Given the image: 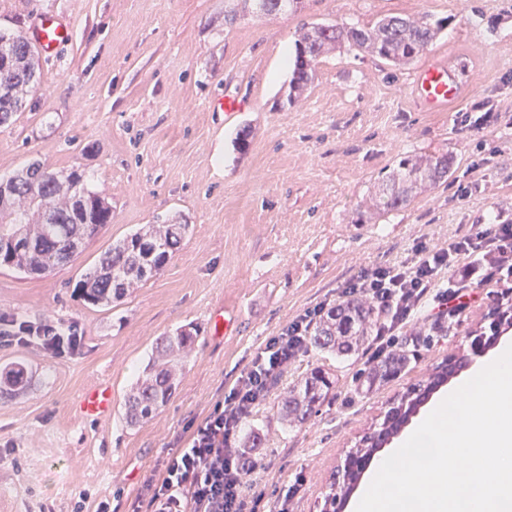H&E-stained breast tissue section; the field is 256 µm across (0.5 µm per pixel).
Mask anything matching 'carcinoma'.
<instances>
[{
	"label": "carcinoma",
	"instance_id": "carcinoma-1",
	"mask_svg": "<svg viewBox=\"0 0 512 512\" xmlns=\"http://www.w3.org/2000/svg\"><path fill=\"white\" fill-rule=\"evenodd\" d=\"M304 0H234L224 13V24L251 12L260 17L283 11L296 12ZM442 30L441 22L397 15L371 24H316L306 27L295 44L293 77L286 93L292 102L314 80L319 59L338 45L349 44L379 56L393 65L409 64L430 51ZM39 79L34 49L20 32L0 31V126L10 122L24 97ZM448 158L407 156L398 161L397 174L372 201L373 220L406 205L414 185L437 184L448 176ZM0 192V268L26 275H42L69 263L106 224L112 223V207L87 189L76 170L52 171L36 164L5 180ZM187 224H151L113 244L96 265L75 285L89 304L110 308L128 292L157 273L176 252L188 231ZM378 316L366 300L347 299L316 322L308 345L338 356L352 355L368 340ZM196 337L182 331L157 339L141 378L125 398V418L137 425L153 418L167 404L179 383L183 359ZM410 362L400 349L375 363L362 378L368 386L396 377ZM28 384V369L22 362L0 368V395H17ZM336 384L332 373L316 368L282 397L280 413L291 423H303L315 412Z\"/></svg>",
	"mask_w": 512,
	"mask_h": 512
}]
</instances>
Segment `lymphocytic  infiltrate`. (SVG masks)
Wrapping results in <instances>:
<instances>
[{
	"instance_id": "obj_1",
	"label": "lymphocytic infiltrate",
	"mask_w": 512,
	"mask_h": 512,
	"mask_svg": "<svg viewBox=\"0 0 512 512\" xmlns=\"http://www.w3.org/2000/svg\"><path fill=\"white\" fill-rule=\"evenodd\" d=\"M496 255L497 269L512 277V224H496L447 247L419 243L412 263L379 266L347 282L343 296L365 297L383 318L376 328L374 354L389 356L395 338L421 308L444 270L462 267V282L452 296H440V311L452 315L467 305L468 292L486 278L473 255ZM323 313L306 310L282 331L269 337L252 366L241 374L223 403L217 404L193 433L192 446L172 455L165 476L151 485L153 512H245L246 477L255 469L238 441L244 422L266 401L273 381L306 347L309 332Z\"/></svg>"
}]
</instances>
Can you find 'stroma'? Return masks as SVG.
Returning a JSON list of instances; mask_svg holds the SVG:
<instances>
[{
  "mask_svg": "<svg viewBox=\"0 0 512 512\" xmlns=\"http://www.w3.org/2000/svg\"><path fill=\"white\" fill-rule=\"evenodd\" d=\"M225 0H0V31L31 33L53 14L72 36L40 76L21 111L0 128V177L31 163L76 169L112 205L74 262L32 277L0 269V316L58 327L74 322L84 343L54 356L32 346L0 347V367L23 360L24 394L0 397V512H109L146 506L167 459L223 401L268 337L300 313L335 305L361 270L410 260L490 222L512 221V0H305L301 11L224 22ZM387 15L444 20L428 53L465 49L474 92L447 112L414 105L401 69L344 46L323 56L301 98L287 102L284 48L311 23L365 25ZM235 94L233 117L210 109ZM487 103L484 128L462 113ZM449 157L453 175L408 205L360 222L369 199L401 157ZM181 218L180 249L111 309L74 292L112 243L148 224ZM502 286L476 289L448 319V333L420 344L398 377L373 388L358 375L370 350L342 359L307 349L273 383L245 422L257 464L253 512H324L351 448L411 387L469 349L487 326ZM236 315L216 334L212 313ZM196 335L176 391L151 420L127 425L125 396L159 337ZM336 385L305 423L279 418L282 393L315 367ZM112 386V413H76L88 387Z\"/></svg>",
  "mask_w": 512,
  "mask_h": 512,
  "instance_id": "obj_1",
  "label": "stroma"
}]
</instances>
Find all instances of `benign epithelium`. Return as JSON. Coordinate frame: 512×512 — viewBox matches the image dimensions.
I'll list each match as a JSON object with an SVG mask.
<instances>
[{"mask_svg": "<svg viewBox=\"0 0 512 512\" xmlns=\"http://www.w3.org/2000/svg\"><path fill=\"white\" fill-rule=\"evenodd\" d=\"M491 323L490 333L484 332L474 336L470 342V355L481 356L494 347L499 338L501 327L512 326V303L496 305L489 312ZM428 399V393L419 392L418 388L411 389L399 403L389 408L378 428L367 433L359 443V448L349 452L345 458L343 470L346 472L365 471L374 458V450L385 447L393 438L394 433L402 430L408 424L417 407Z\"/></svg>", "mask_w": 512, "mask_h": 512, "instance_id": "obj_1", "label": "benign epithelium"}]
</instances>
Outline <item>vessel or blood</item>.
<instances>
[{
    "label": "vessel or blood",
    "instance_id": "obj_1",
    "mask_svg": "<svg viewBox=\"0 0 512 512\" xmlns=\"http://www.w3.org/2000/svg\"><path fill=\"white\" fill-rule=\"evenodd\" d=\"M69 26L57 17L42 16L32 31V37L45 52L69 40ZM473 56L468 52L449 54L447 59L433 61L419 68L412 76L409 90L415 103L429 112H444L460 102L473 85ZM81 414L88 419L108 416L112 411V388L103 384L82 394Z\"/></svg>",
    "mask_w": 512,
    "mask_h": 512
}]
</instances>
